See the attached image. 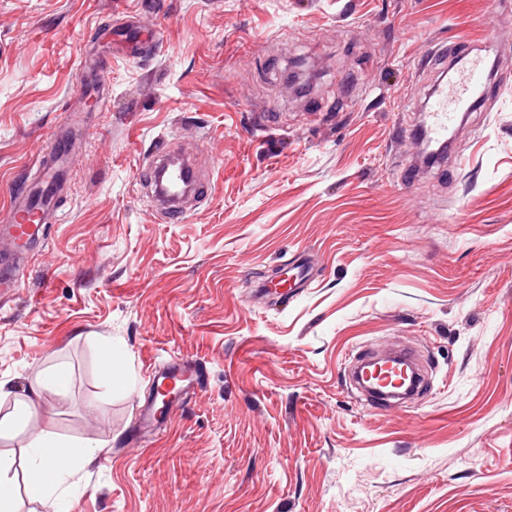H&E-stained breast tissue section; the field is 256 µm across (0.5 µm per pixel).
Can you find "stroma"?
I'll return each mask as SVG.
<instances>
[{"label":"stroma","mask_w":512,"mask_h":512,"mask_svg":"<svg viewBox=\"0 0 512 512\" xmlns=\"http://www.w3.org/2000/svg\"><path fill=\"white\" fill-rule=\"evenodd\" d=\"M131 13L150 57L112 50ZM488 37L486 95L404 184L433 55ZM59 128L67 191L0 294V382L69 385L0 451L102 444L70 512H512V0H0V220ZM160 135L212 182L177 224L147 178ZM298 253L314 282L260 300ZM398 342L428 387L371 408L345 357ZM176 360L202 388L141 431Z\"/></svg>","instance_id":"obj_1"}]
</instances>
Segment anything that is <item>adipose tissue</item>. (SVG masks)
I'll list each match as a JSON object with an SVG mask.
<instances>
[{
	"label": "adipose tissue",
	"instance_id": "obj_1",
	"mask_svg": "<svg viewBox=\"0 0 512 512\" xmlns=\"http://www.w3.org/2000/svg\"><path fill=\"white\" fill-rule=\"evenodd\" d=\"M67 384L68 373L59 365L39 370L20 392L0 382V398L11 401L9 410L0 414V437L27 429L42 413L51 395L63 391ZM99 451V444L93 441L78 450L53 434L35 435L24 450L27 458L23 482L25 497L30 503L49 507L51 512H69L68 503L58 491L74 475L71 462L78 456L94 461Z\"/></svg>",
	"mask_w": 512,
	"mask_h": 512
}]
</instances>
